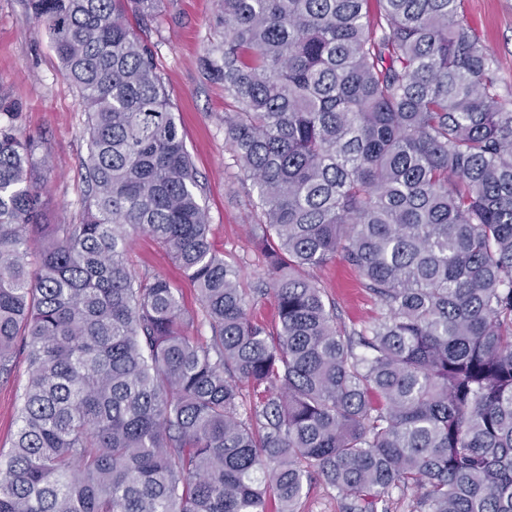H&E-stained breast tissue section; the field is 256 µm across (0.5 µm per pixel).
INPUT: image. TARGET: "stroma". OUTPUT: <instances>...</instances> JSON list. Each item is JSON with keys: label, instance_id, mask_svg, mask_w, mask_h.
Instances as JSON below:
<instances>
[{"label": "stroma", "instance_id": "obj_1", "mask_svg": "<svg viewBox=\"0 0 512 512\" xmlns=\"http://www.w3.org/2000/svg\"><path fill=\"white\" fill-rule=\"evenodd\" d=\"M219 9L220 0H163L156 22L138 34L155 50L179 132L203 187L210 240L226 260L242 264V285L252 288L262 279L265 265L262 252L249 240L252 198L244 187L246 176L225 142L224 85L204 79L200 69L201 58L224 38L217 22ZM463 17L495 56L499 92L511 104L512 0H464ZM5 112L15 113L19 134L39 146L46 223H80L87 190L86 114L44 27L29 15L25 0H0V113ZM129 260L136 272L165 275L177 288L184 309L197 311L194 285L148 235L133 234ZM316 275L335 302L341 323L358 328L376 317L374 300L343 260L317 270ZM27 380L28 362L21 353L14 360L11 377L0 381L2 453L9 452L17 430Z\"/></svg>", "mask_w": 512, "mask_h": 512}]
</instances>
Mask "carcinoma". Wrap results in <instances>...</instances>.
Segmentation results:
<instances>
[{"mask_svg":"<svg viewBox=\"0 0 512 512\" xmlns=\"http://www.w3.org/2000/svg\"><path fill=\"white\" fill-rule=\"evenodd\" d=\"M160 2L27 0L89 189L80 223H43L38 145L0 121V380L29 363L0 512H298L314 480L342 512H512V108L463 0H220L201 65L257 193L250 292L128 24ZM132 231L196 316L131 270ZM338 254L379 307L359 329L314 276ZM128 256L136 272L149 270L165 275L178 289L180 301L187 312L193 313L198 310L195 286L185 277L170 254L148 235L139 232L132 235Z\"/></svg>","mask_w":512,"mask_h":512,"instance_id":"1","label":"carcinoma"}]
</instances>
